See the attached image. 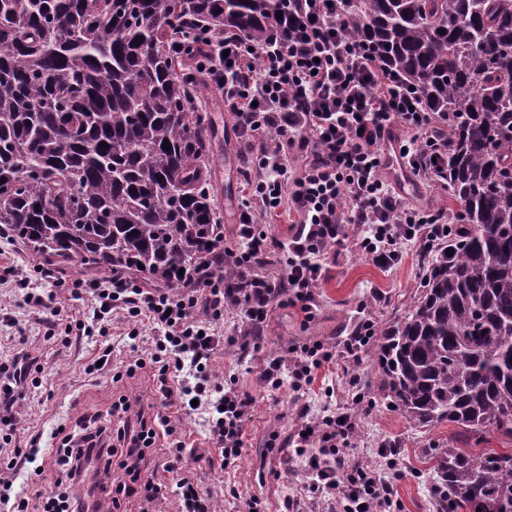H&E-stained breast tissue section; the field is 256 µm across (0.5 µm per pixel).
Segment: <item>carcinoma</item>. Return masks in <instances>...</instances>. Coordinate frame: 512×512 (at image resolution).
Listing matches in <instances>:
<instances>
[{"label":"carcinoma","instance_id":"obj_1","mask_svg":"<svg viewBox=\"0 0 512 512\" xmlns=\"http://www.w3.org/2000/svg\"><path fill=\"white\" fill-rule=\"evenodd\" d=\"M345 4L349 34L448 115L435 180L458 208L413 305L378 333L383 399L419 427L454 424L457 441H512V0ZM275 10L0 0V227L61 274H194L224 225L201 89L169 46L226 27L258 42ZM431 453L436 512H512V448Z\"/></svg>","mask_w":512,"mask_h":512}]
</instances>
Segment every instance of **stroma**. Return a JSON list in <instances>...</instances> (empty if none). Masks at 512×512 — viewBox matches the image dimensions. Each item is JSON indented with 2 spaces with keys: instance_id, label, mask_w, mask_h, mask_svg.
I'll return each mask as SVG.
<instances>
[{
  "instance_id": "stroma-1",
  "label": "stroma",
  "mask_w": 512,
  "mask_h": 512,
  "mask_svg": "<svg viewBox=\"0 0 512 512\" xmlns=\"http://www.w3.org/2000/svg\"><path fill=\"white\" fill-rule=\"evenodd\" d=\"M222 103L220 90L209 86L206 120L212 194L219 208L228 201H241L250 171L235 117L222 110ZM383 176L411 203L442 209L448 206L447 189L433 182H412L400 177L394 166L385 169ZM424 261L423 251L411 244L406 246L402 262L389 269L375 266L358 253H342L326 265L312 317H305L296 307L274 306L256 348L249 345L245 326L235 314L228 312L212 320V327L230 338L213 354V382L235 384L254 400L252 419L245 428L248 450L234 464L223 465L211 449L205 414H176L172 421L187 447L201 454V461L193 466V476L212 490L218 512H241L244 497L253 494L266 501L267 512H277L288 495L317 499L300 461L291 455L288 439L303 421L334 411L353 413L357 419L358 428L344 447L349 457L378 465L382 462L381 448L397 444L396 467L388 473L399 502L395 512H433L430 486L436 474L427 451L447 447L456 428L446 422L426 428L412 426L401 411L385 404L378 395V373L371 350H364L351 367L340 358L325 364L300 392L288 383L268 391L261 377L267 360L285 354L291 346L317 341L327 348L338 346L367 319L373 320L376 328L386 327L417 297ZM134 326L142 337L153 334L149 322L134 325L121 316L113 317L108 333L113 347L112 369L90 375L85 368L96 357L98 342L80 337L75 328L69 331L68 344L47 341L42 325L29 312L23 291L0 290V358L22 352L39 365V387L16 404L19 424L13 445L27 446L36 435L41 447H54L53 436L59 425L85 413L106 410L122 396L136 410L157 406L150 371L118 382L112 379L113 371L123 370L131 357L127 334ZM354 376L360 379L355 388L350 385Z\"/></svg>"
}]
</instances>
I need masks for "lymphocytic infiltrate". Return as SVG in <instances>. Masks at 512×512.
Listing matches in <instances>:
<instances>
[{
	"label": "lymphocytic infiltrate",
	"mask_w": 512,
	"mask_h": 512,
	"mask_svg": "<svg viewBox=\"0 0 512 512\" xmlns=\"http://www.w3.org/2000/svg\"><path fill=\"white\" fill-rule=\"evenodd\" d=\"M281 17L261 44L228 29L194 58L198 75L219 87L224 104L254 155L256 173L242 199L234 246L224 247L230 272L204 267L176 288L153 286L123 269L73 282L71 294L89 297L96 320L114 313L148 321L154 334L147 350L134 357L127 375L151 370L165 407L152 416L132 414L126 398L106 413L84 415L74 428L59 427L54 448L12 447L18 418L13 411L25 396L29 370L0 362V512H124L128 499L151 504L167 498L176 512H215L213 495L195 481L182 441L166 410L207 415L209 435L225 463L242 454L252 401L233 386L210 382L211 357L224 337L209 325L224 312L238 313L253 336L274 305L311 313L329 258L355 249L374 265L390 268L412 242L423 251L447 238L442 212L412 205L381 171L391 148L418 179H431L444 151L435 138L442 115L426 111L417 89L386 69L367 45L350 38L344 0H278ZM287 210L296 224L287 241L262 230L265 218ZM285 256L283 274L258 273L272 250ZM26 291V302L44 316V335L54 339L67 312L54 295L31 290V283L59 286L47 268L28 274L8 269ZM374 335L365 321L340 352L316 344L290 347L263 371L267 387L290 381L295 390L310 384L314 371L342 356L359 360ZM352 415L331 414L307 422L290 438L293 456L305 464L306 478L320 492L324 512H387L393 504L390 479L354 462L341 447L354 434ZM170 437L161 482L147 475L159 438ZM27 469L30 481L14 490L11 476Z\"/></svg>",
	"instance_id": "f902f5d3"
}]
</instances>
